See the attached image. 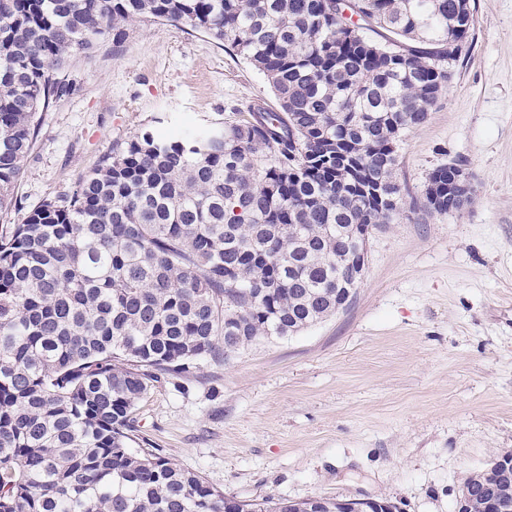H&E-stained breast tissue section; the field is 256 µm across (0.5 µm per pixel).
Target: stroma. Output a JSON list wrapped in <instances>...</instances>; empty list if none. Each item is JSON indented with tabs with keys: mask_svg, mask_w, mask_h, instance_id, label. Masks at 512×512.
Returning <instances> with one entry per match:
<instances>
[{
	"mask_svg": "<svg viewBox=\"0 0 512 512\" xmlns=\"http://www.w3.org/2000/svg\"><path fill=\"white\" fill-rule=\"evenodd\" d=\"M465 58L398 149L399 215L375 229L351 303L296 335L163 379L141 436L241 500L386 498L457 512L466 478L512 450V0H474ZM77 93L41 115L14 195L19 223L68 193L114 142L276 107L267 78L182 25L134 23L77 55ZM461 164L475 196L422 209L430 172Z\"/></svg>",
	"mask_w": 512,
	"mask_h": 512,
	"instance_id": "1",
	"label": "stroma"
}]
</instances>
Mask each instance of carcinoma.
Masks as SVG:
<instances>
[{"label":"carcinoma","mask_w":512,"mask_h":512,"mask_svg":"<svg viewBox=\"0 0 512 512\" xmlns=\"http://www.w3.org/2000/svg\"><path fill=\"white\" fill-rule=\"evenodd\" d=\"M0 214L39 135L77 91L63 71L134 21L185 25L270 82L198 129L117 141L73 189L0 226V512H312L236 500L158 449H132L164 376L228 362L336 314L340 259L399 214V142L450 79L470 0H6ZM458 164L422 207L471 202Z\"/></svg>","instance_id":"cac0c4a2"}]
</instances>
